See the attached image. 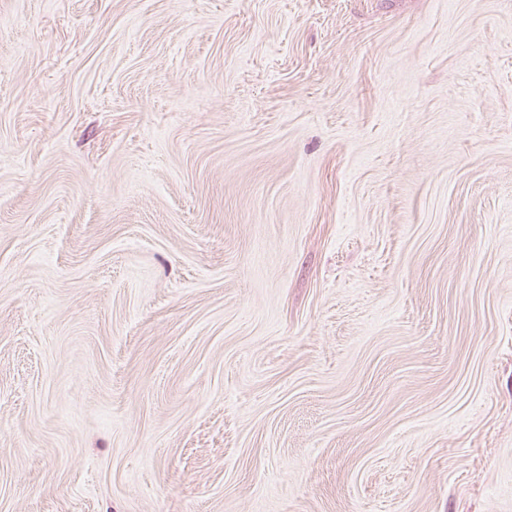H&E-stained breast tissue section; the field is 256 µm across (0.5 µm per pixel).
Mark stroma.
<instances>
[{
    "instance_id": "obj_1",
    "label": "stroma",
    "mask_w": 512,
    "mask_h": 512,
    "mask_svg": "<svg viewBox=\"0 0 512 512\" xmlns=\"http://www.w3.org/2000/svg\"><path fill=\"white\" fill-rule=\"evenodd\" d=\"M0 512H512V0H0Z\"/></svg>"
}]
</instances>
